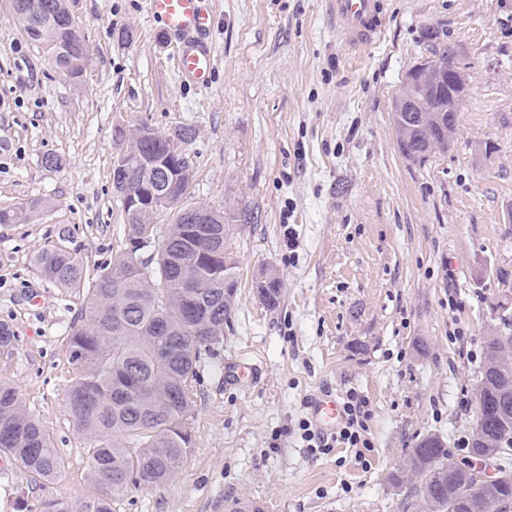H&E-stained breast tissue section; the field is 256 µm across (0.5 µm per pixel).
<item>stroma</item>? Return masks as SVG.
<instances>
[{
    "mask_svg": "<svg viewBox=\"0 0 512 512\" xmlns=\"http://www.w3.org/2000/svg\"><path fill=\"white\" fill-rule=\"evenodd\" d=\"M382 38L345 45L329 0H213L215 73L184 84L147 0H74L90 54L80 82L16 25L0 0V208L45 202L0 224V382L65 461L55 483L0 469V512L95 494L67 395V334L84 295L56 287L34 253L72 231L88 279L123 239L112 184L117 128L145 124L193 139L194 202L234 212L224 249L238 266L236 310L190 384L194 450L168 484L129 490L114 512H422L393 485L412 448L441 437L453 461L476 428L482 341L512 295V0H384ZM127 39H118V32ZM466 65L469 92L448 151L401 153L392 120L406 73L432 38ZM60 169L43 165L46 155ZM274 269L276 307L255 277ZM463 337H454L455 329ZM262 365L248 387L224 381L240 355ZM328 388L368 402L367 448L310 446L306 402Z\"/></svg>",
    "mask_w": 512,
    "mask_h": 512,
    "instance_id": "35a3bbf8",
    "label": "stroma"
}]
</instances>
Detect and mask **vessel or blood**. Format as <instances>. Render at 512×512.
Masks as SVG:
<instances>
[{
    "label": "vessel or blood",
    "mask_w": 512,
    "mask_h": 512,
    "mask_svg": "<svg viewBox=\"0 0 512 512\" xmlns=\"http://www.w3.org/2000/svg\"><path fill=\"white\" fill-rule=\"evenodd\" d=\"M336 22L347 42L356 48L374 44L385 21L380 0H331ZM148 13L159 28L174 42L178 71L184 82L208 86L214 71V46L210 34L215 24L211 0H148ZM259 366L251 360H235L225 365L226 380L252 382ZM310 418L325 436L334 435L343 421L341 404L332 392L313 395L308 404Z\"/></svg>",
    "instance_id": "b4317fda"
}]
</instances>
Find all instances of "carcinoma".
<instances>
[{
	"mask_svg": "<svg viewBox=\"0 0 512 512\" xmlns=\"http://www.w3.org/2000/svg\"><path fill=\"white\" fill-rule=\"evenodd\" d=\"M42 7L41 18L30 19L29 5ZM18 26L32 41L58 43L53 62L70 74L84 70L87 45L74 40L69 28L57 24L59 0H15ZM435 63L456 56L444 43L429 47ZM410 112L393 113L397 144L404 155L421 161L436 150H448V130L456 129L459 114L439 113L448 107V92L427 81L413 89ZM164 136L128 142L155 160L164 155ZM157 208L176 217L180 197L189 194L183 183L154 185ZM32 199L15 209H0V224H15L41 210ZM124 214L123 244L88 289L80 322L71 326L67 345L76 366L68 408L77 431L87 440L88 478L96 495L72 506L58 500L44 503V512H112L115 499L131 488L167 483L193 451L189 426L193 405L190 382L197 376L202 355L224 335V324L235 312L236 299H224V281L236 287V265L224 264V237H199L193 224H169L170 244L138 272L139 239L155 237L157 225L145 214ZM204 219L218 230L230 228L235 214L205 209ZM70 229L62 228L58 243L34 255L42 276L59 288L84 287V269L65 245ZM268 306L280 299L279 277L264 273ZM481 379L484 389L471 453L500 450L506 478L478 487L471 473L448 466L447 446L433 437L411 449L406 468L391 476L395 485L407 482L425 512H512V316L485 336ZM0 453L41 485L58 479L65 468L48 430L22 405L18 391L0 383Z\"/></svg>",
	"mask_w": 512,
	"mask_h": 512,
	"instance_id": "cac0c4a2",
	"label": "carcinoma"
}]
</instances>
